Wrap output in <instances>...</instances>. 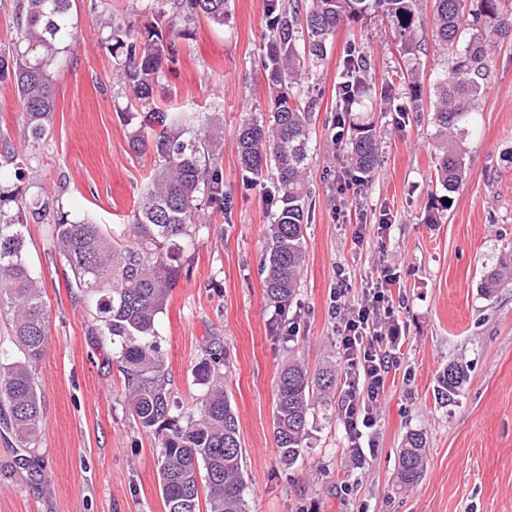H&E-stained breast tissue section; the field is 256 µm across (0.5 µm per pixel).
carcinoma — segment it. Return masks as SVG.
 <instances>
[{
	"label": "carcinoma",
	"instance_id": "cac0c4a2",
	"mask_svg": "<svg viewBox=\"0 0 512 512\" xmlns=\"http://www.w3.org/2000/svg\"><path fill=\"white\" fill-rule=\"evenodd\" d=\"M504 0H478L472 33L459 46L466 26V0H433L430 22L436 45L452 53L451 66L436 83L432 104L437 164L435 182L450 194L466 175L465 140L474 104L482 94L494 49L512 39V11ZM421 0H267L266 46L270 105L266 120H245L236 147L241 169L252 180L267 178L275 193L267 225L261 272L267 301L287 318L301 285L305 262V197L310 160V122L314 101L304 94L308 63L318 64L327 45L348 21L381 15L403 50L412 53L415 33L424 24ZM71 0H23L17 39L0 49V81L13 80L22 106L24 143L36 150L48 136L55 109V73L76 39ZM200 16L222 25L228 0H174V10L141 28L121 22L109 26L102 41L128 86L122 116L138 115L128 134L132 155L153 157L148 183L134 211L128 236L117 239L94 221L72 219L59 201L15 190L0 194V314L10 317L16 357L0 362V411L23 448L35 444L43 418L36 367L48 342L45 290L26 258L30 224L52 223V243L66 261L69 287L85 297L91 334L121 339L116 358L128 404L138 425L157 441L159 488L165 512H246L239 422L224 391V354L209 347L192 367L202 393L186 408L171 400L165 362L157 344V324L172 289L189 269L185 249L206 227L203 204L224 205V179L216 162L223 145V122L203 121L188 112L162 107L155 89L175 55L180 25ZM345 81L353 96L366 92L364 56L349 48ZM408 112L420 111L421 90L407 74ZM347 162L367 179L378 162L376 130L355 127ZM12 202L15 212L4 209ZM448 204L437 196L427 223L441 224ZM512 265L491 269L481 288L491 294ZM467 379L463 366L450 363L439 377L441 397L453 400ZM336 390L330 366L312 374L295 356L278 372L273 406V437L280 462L290 468L309 436V414L317 401ZM426 438L413 431L398 451L397 480L411 489L425 471ZM205 510H200V502Z\"/></svg>",
	"mask_w": 512,
	"mask_h": 512
}]
</instances>
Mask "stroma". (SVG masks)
Wrapping results in <instances>:
<instances>
[{
    "mask_svg": "<svg viewBox=\"0 0 512 512\" xmlns=\"http://www.w3.org/2000/svg\"><path fill=\"white\" fill-rule=\"evenodd\" d=\"M171 0H72L77 39L55 76L51 131L26 152L18 186L62 201L75 218L127 230L147 184L150 157L131 154L126 99L114 60L102 47L113 19L151 22ZM267 0H230L224 25L201 18L176 38V62L162 80L169 107L219 111L224 205L210 207L184 258L190 274L172 291L157 325L173 397L191 405L200 393L190 374L212 342L224 350V386L240 425L247 512H512V280L492 295L485 271L512 260V41L493 53L474 125L466 139L467 175L452 195L447 220L425 223L440 192L435 182L429 112H401L397 73L415 68L429 95L446 67L431 27L415 54L402 55L380 17L347 23L314 69L313 162L306 203V262L288 334L276 335L273 307L258 265L271 211V182L243 178L239 125L267 110ZM371 62L368 91L338 114L336 90L349 47ZM390 91L383 101L382 91ZM22 107L11 82L0 83V141L24 150ZM373 124L381 141L370 178L346 193L350 127ZM26 256L46 291L49 339L37 373L43 420L34 448L22 450L0 424V512H165L156 443L134 422L117 345L91 335L89 312L68 288V269L51 227L32 224ZM393 273L400 365L390 373L377 412V450L351 458L337 393L316 403L310 435L293 468L279 462L272 431L275 382L288 355L310 368L340 365L331 296L357 301L382 271ZM469 364L452 402L437 394L448 363ZM427 438L421 482L395 487L397 452L406 435Z\"/></svg>",
    "mask_w": 512,
    "mask_h": 512,
    "instance_id": "1",
    "label": "stroma"
}]
</instances>
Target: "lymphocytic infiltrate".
<instances>
[{
  "label": "lymphocytic infiltrate",
  "instance_id": "lymphocytic-infiltrate-1",
  "mask_svg": "<svg viewBox=\"0 0 512 512\" xmlns=\"http://www.w3.org/2000/svg\"><path fill=\"white\" fill-rule=\"evenodd\" d=\"M389 284V278H380L352 307L341 303L332 307L333 315L339 318V347L345 369L340 421L357 462L362 460L364 441L376 425V409L386 379L398 365L395 348L400 328L388 321L385 307Z\"/></svg>",
  "mask_w": 512,
  "mask_h": 512
}]
</instances>
